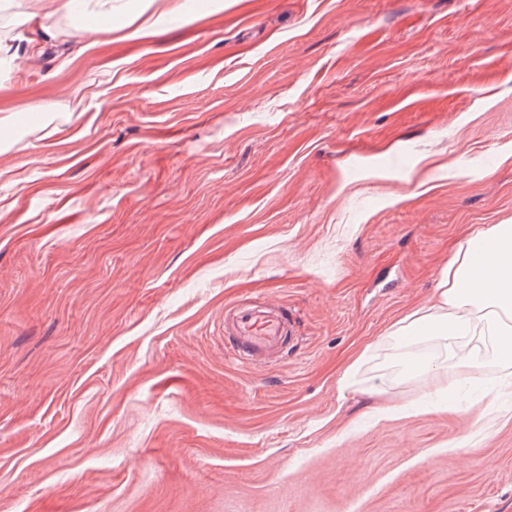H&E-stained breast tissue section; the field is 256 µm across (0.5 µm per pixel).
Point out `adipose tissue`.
<instances>
[{
  "label": "adipose tissue",
  "mask_w": 512,
  "mask_h": 512,
  "mask_svg": "<svg viewBox=\"0 0 512 512\" xmlns=\"http://www.w3.org/2000/svg\"><path fill=\"white\" fill-rule=\"evenodd\" d=\"M38 8L71 17L79 37L121 28L112 0H38ZM380 346L414 371L432 373L446 393L458 382H478L488 353L512 367V224L472 230L442 267L432 302L391 325Z\"/></svg>",
  "instance_id": "obj_1"
}]
</instances>
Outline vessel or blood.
Masks as SVG:
<instances>
[{"instance_id": "1", "label": "vessel or blood", "mask_w": 512, "mask_h": 512, "mask_svg": "<svg viewBox=\"0 0 512 512\" xmlns=\"http://www.w3.org/2000/svg\"><path fill=\"white\" fill-rule=\"evenodd\" d=\"M224 334L229 339L226 355L239 364L255 365L270 357L285 358L291 330L276 309L234 305L224 318Z\"/></svg>"}]
</instances>
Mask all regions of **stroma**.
Listing matches in <instances>:
<instances>
[{"mask_svg": "<svg viewBox=\"0 0 512 512\" xmlns=\"http://www.w3.org/2000/svg\"><path fill=\"white\" fill-rule=\"evenodd\" d=\"M28 10H0V512H512L502 366L446 402L382 349L339 384L512 224V0H192L150 37L112 0L128 28L79 45ZM247 301L286 360L225 355Z\"/></svg>", "mask_w": 512, "mask_h": 512, "instance_id": "obj_1", "label": "stroma"}]
</instances>
